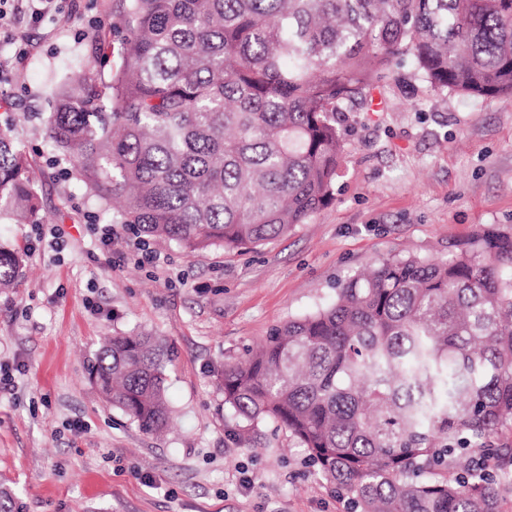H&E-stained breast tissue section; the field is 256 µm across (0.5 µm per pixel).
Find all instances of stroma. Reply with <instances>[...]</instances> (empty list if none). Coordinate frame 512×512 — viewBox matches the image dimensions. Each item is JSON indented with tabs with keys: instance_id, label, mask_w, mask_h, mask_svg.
Wrapping results in <instances>:
<instances>
[{
	"instance_id": "obj_1",
	"label": "stroma",
	"mask_w": 512,
	"mask_h": 512,
	"mask_svg": "<svg viewBox=\"0 0 512 512\" xmlns=\"http://www.w3.org/2000/svg\"><path fill=\"white\" fill-rule=\"evenodd\" d=\"M123 3L63 0L58 20L23 14L0 34V125L27 113L12 136L40 171L46 217L0 219V245L26 253L18 286L0 291V369L12 380L0 392V484L15 512H350L287 430L225 407L217 375L376 258L442 259L485 228L512 227V98L437 93L404 66L350 113L335 198L306 223L250 252L192 256L121 224L108 259L91 227L112 216L51 163L42 118L90 56L104 80L120 65ZM131 332L173 351L176 422L161 435L88 375L102 338Z\"/></svg>"
}]
</instances>
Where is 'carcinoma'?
<instances>
[{"label": "carcinoma", "instance_id": "obj_1", "mask_svg": "<svg viewBox=\"0 0 512 512\" xmlns=\"http://www.w3.org/2000/svg\"><path fill=\"white\" fill-rule=\"evenodd\" d=\"M110 81L68 78L44 118L69 171L126 224L187 253L254 249L334 199L343 124L394 67L436 92L512 98V0H125ZM41 224L26 154L0 130V218ZM24 251L0 249V289ZM168 355L108 338L90 380L138 427H168ZM354 512H499L512 474V229L446 260L382 257L336 299L218 375Z\"/></svg>", "mask_w": 512, "mask_h": 512}]
</instances>
